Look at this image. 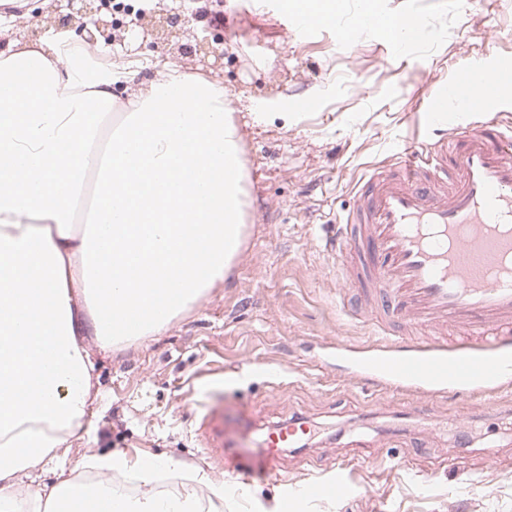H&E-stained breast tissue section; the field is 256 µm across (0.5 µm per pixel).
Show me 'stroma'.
I'll return each instance as SVG.
<instances>
[{
	"instance_id": "stroma-1",
	"label": "stroma",
	"mask_w": 512,
	"mask_h": 512,
	"mask_svg": "<svg viewBox=\"0 0 512 512\" xmlns=\"http://www.w3.org/2000/svg\"><path fill=\"white\" fill-rule=\"evenodd\" d=\"M50 2L0 0V27L43 39ZM285 6L151 0L158 14L180 8L176 35L99 41L98 60L127 66L135 82L165 62L223 84L251 206L224 281L159 334L101 355L98 395L43 479L117 448L202 465L224 484V512H512V394L481 410L451 391L424 407L359 376L348 354L373 351L377 339L341 305L322 223L352 205L366 169L419 135L420 99L456 66L489 50L512 55V0H378L381 14L425 19L404 56L357 26L361 0H344L338 30L306 37L287 28ZM257 112L268 120L255 122ZM216 406L225 442L243 453L256 450L254 429L291 418L309 429L279 470L242 477L220 469L197 437ZM353 455L368 465L348 474L343 493L284 502L285 489L328 479ZM465 483L484 491L459 494Z\"/></svg>"
}]
</instances>
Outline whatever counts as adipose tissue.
<instances>
[{"instance_id": "obj_1", "label": "adipose tissue", "mask_w": 512, "mask_h": 512, "mask_svg": "<svg viewBox=\"0 0 512 512\" xmlns=\"http://www.w3.org/2000/svg\"><path fill=\"white\" fill-rule=\"evenodd\" d=\"M9 35L0 28V512H222L223 484L172 457L89 455L99 491L70 472L40 478L93 401L95 353L158 334L241 251L248 173L224 87L163 64L121 103L124 70L62 34ZM183 470L176 498L152 494ZM126 480L140 498L112 492Z\"/></svg>"}]
</instances>
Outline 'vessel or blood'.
Masks as SVG:
<instances>
[{
  "instance_id": "1",
  "label": "vessel or blood",
  "mask_w": 512,
  "mask_h": 512,
  "mask_svg": "<svg viewBox=\"0 0 512 512\" xmlns=\"http://www.w3.org/2000/svg\"><path fill=\"white\" fill-rule=\"evenodd\" d=\"M358 24L399 50L424 30L420 16L403 39L377 13H361ZM511 85V57L459 66L420 106L433 136L371 169L353 208L331 221L326 246L339 260L345 294L357 300L352 314L379 337L380 355L361 372L422 404L451 390L486 398L512 386V128L488 114ZM452 105L467 120L437 133ZM392 323L432 339L393 348ZM451 331L461 334L452 345ZM304 432L301 420L274 424L256 455L241 457L224 447L222 410L210 409L198 428L204 448L244 474L278 470L284 449ZM346 469L338 464L332 478L305 484L306 494L342 490Z\"/></svg>"
}]
</instances>
